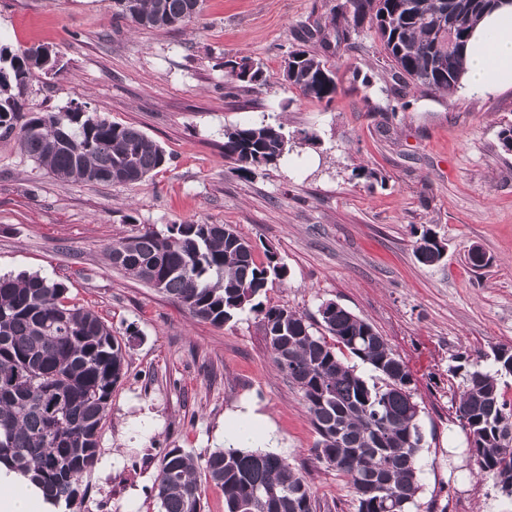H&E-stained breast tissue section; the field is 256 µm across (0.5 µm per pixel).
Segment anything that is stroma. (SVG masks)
Returning a JSON list of instances; mask_svg holds the SVG:
<instances>
[{"mask_svg": "<svg viewBox=\"0 0 512 512\" xmlns=\"http://www.w3.org/2000/svg\"><path fill=\"white\" fill-rule=\"evenodd\" d=\"M342 0H205L175 29L116 19L112 0H0V45L46 47L57 71L34 72L22 101L34 112L78 105L132 125L167 153L135 186L62 183L16 140H0V273L63 282L126 342L128 372L114 389L100 453L124 457L80 480L74 512H160L146 481L160 453L215 450L214 434L243 400L268 414L276 453L311 486L317 512H356L344 477L319 463L301 393L280 373L251 310L217 327L112 267L106 247L133 227L229 224L257 261L274 253L288 276L261 300L317 321L333 301L364 318L405 360L421 408L424 443L417 512H512V496L474 475L453 403L458 354L493 363L512 348V89L441 94L409 85L373 30L360 28L325 58L332 102L304 96L282 77L301 29L327 25ZM250 58L266 83L237 91L223 62ZM371 76L366 87L354 71ZM284 124L298 143L280 164L241 176L224 156L225 129ZM445 246L418 262L417 239ZM489 263L473 268L470 246ZM414 254L420 263L428 266L435 265L442 261L444 245L427 231L415 242Z\"/></svg>", "mask_w": 512, "mask_h": 512, "instance_id": "obj_1", "label": "stroma"}]
</instances>
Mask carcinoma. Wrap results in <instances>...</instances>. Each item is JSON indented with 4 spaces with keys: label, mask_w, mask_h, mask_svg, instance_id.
Instances as JSON below:
<instances>
[{
    "label": "carcinoma",
    "mask_w": 512,
    "mask_h": 512,
    "mask_svg": "<svg viewBox=\"0 0 512 512\" xmlns=\"http://www.w3.org/2000/svg\"><path fill=\"white\" fill-rule=\"evenodd\" d=\"M138 27L176 28L190 23L203 0H131ZM497 0H346L330 26L337 37L368 24L402 82L450 93L464 73L461 49ZM353 23H348L347 9ZM39 48L12 53L9 78L0 76V138L14 137L40 168L62 182L137 185L167 163L165 151L138 128L88 112H22L19 96ZM235 88L263 85V71L248 57L229 59ZM283 78L307 97L332 101L337 84L324 56L302 44L284 58ZM282 124H244L224 130V157L250 176L275 166L292 148ZM112 266L177 300L194 317L221 327L239 312L261 315L277 369L294 383L318 436L316 459L342 475L357 512H412L421 489V408L413 376L383 336L365 319L328 301L318 309L325 334L285 307L260 301L268 283L288 270L274 254L255 258L254 247L228 224H173L166 231L142 226L106 248ZM424 265L442 261L444 245L430 232L415 242ZM332 341H327V338ZM370 365L368 382L338 353ZM122 339L92 310L70 301L68 287L37 273L0 276V460L30 476L45 495L70 504L81 476L98 461L100 433L112 392L127 374ZM486 369L464 353L450 368L461 379L455 414L467 423L469 452L480 475L512 485V399L503 376L512 374V350H493ZM224 491L225 512H316L306 479L282 457L260 450L217 449L204 465L181 448L165 449L153 487L161 512H203L198 469Z\"/></svg>",
    "instance_id": "cac0c4a2"
}]
</instances>
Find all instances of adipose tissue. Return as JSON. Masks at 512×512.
<instances>
[{"mask_svg":"<svg viewBox=\"0 0 512 512\" xmlns=\"http://www.w3.org/2000/svg\"><path fill=\"white\" fill-rule=\"evenodd\" d=\"M464 86L472 91L512 87V4L485 14L464 49ZM216 440L226 448H274L278 436L268 417L253 403H242L224 417ZM0 512H56L42 488L0 463Z\"/></svg>","mask_w":512,"mask_h":512,"instance_id":"adipose-tissue-1","label":"adipose tissue"}]
</instances>
